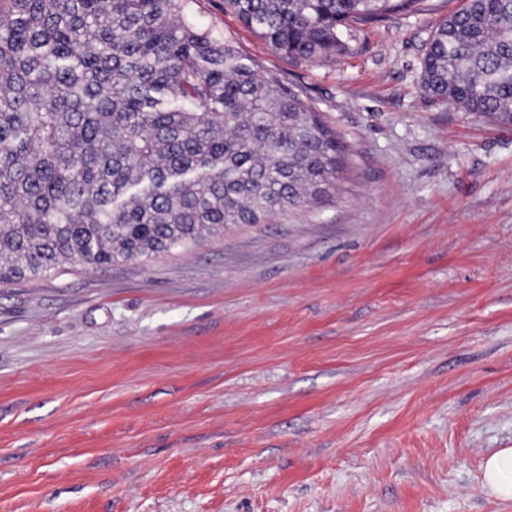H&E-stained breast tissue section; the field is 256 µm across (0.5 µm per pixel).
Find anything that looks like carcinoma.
<instances>
[{
  "instance_id": "obj_1",
  "label": "carcinoma",
  "mask_w": 512,
  "mask_h": 512,
  "mask_svg": "<svg viewBox=\"0 0 512 512\" xmlns=\"http://www.w3.org/2000/svg\"><path fill=\"white\" fill-rule=\"evenodd\" d=\"M419 0H225L274 50L340 52ZM434 99L512 126V0H467L421 64ZM336 130L260 76L189 0L0 5V282L186 249L317 199Z\"/></svg>"
}]
</instances>
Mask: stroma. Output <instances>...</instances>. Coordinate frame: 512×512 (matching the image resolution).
<instances>
[{"instance_id":"obj_1","label":"stroma","mask_w":512,"mask_h":512,"mask_svg":"<svg viewBox=\"0 0 512 512\" xmlns=\"http://www.w3.org/2000/svg\"><path fill=\"white\" fill-rule=\"evenodd\" d=\"M466 0L276 53L190 0L347 146L336 185L180 252L0 283V512H512V126L420 85ZM483 479L502 500H512V448H502L483 466Z\"/></svg>"}]
</instances>
